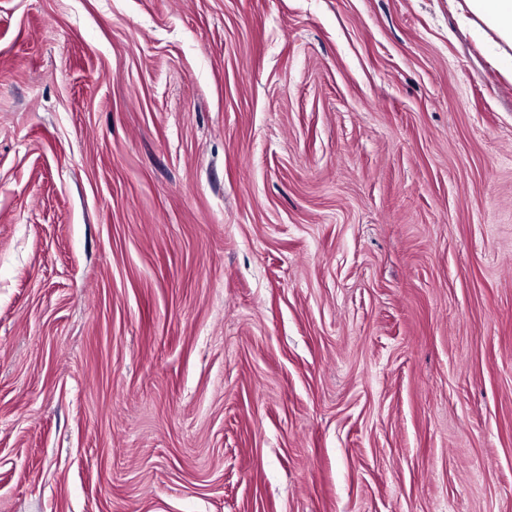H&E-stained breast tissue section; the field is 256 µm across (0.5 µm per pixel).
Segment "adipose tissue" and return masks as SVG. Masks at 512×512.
<instances>
[{
    "label": "adipose tissue",
    "mask_w": 512,
    "mask_h": 512,
    "mask_svg": "<svg viewBox=\"0 0 512 512\" xmlns=\"http://www.w3.org/2000/svg\"><path fill=\"white\" fill-rule=\"evenodd\" d=\"M459 21L476 38L491 41L506 74L512 77V0H457Z\"/></svg>",
    "instance_id": "obj_1"
}]
</instances>
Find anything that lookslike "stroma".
<instances>
[{
	"instance_id": "obj_1",
	"label": "stroma",
	"mask_w": 512,
	"mask_h": 512,
	"mask_svg": "<svg viewBox=\"0 0 512 512\" xmlns=\"http://www.w3.org/2000/svg\"><path fill=\"white\" fill-rule=\"evenodd\" d=\"M0 512H512L452 0H0Z\"/></svg>"
}]
</instances>
